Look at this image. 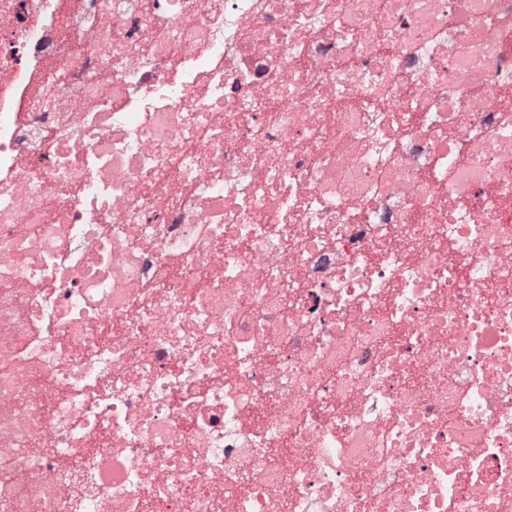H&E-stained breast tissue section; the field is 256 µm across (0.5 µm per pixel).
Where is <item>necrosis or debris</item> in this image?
I'll use <instances>...</instances> for the list:
<instances>
[{
  "label": "necrosis or debris",
  "instance_id": "4bbe7bcc",
  "mask_svg": "<svg viewBox=\"0 0 512 512\" xmlns=\"http://www.w3.org/2000/svg\"><path fill=\"white\" fill-rule=\"evenodd\" d=\"M0 512H512V0H0Z\"/></svg>",
  "mask_w": 512,
  "mask_h": 512
}]
</instances>
